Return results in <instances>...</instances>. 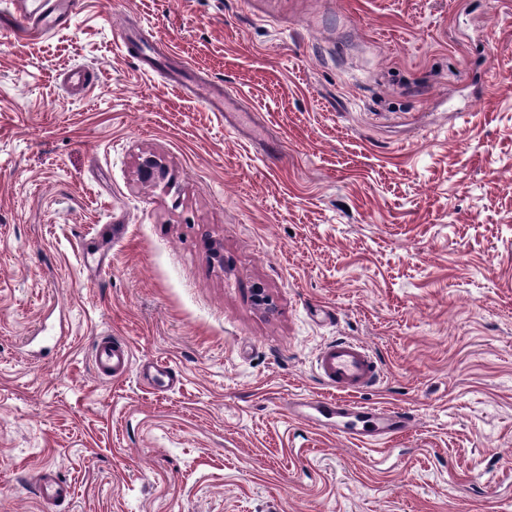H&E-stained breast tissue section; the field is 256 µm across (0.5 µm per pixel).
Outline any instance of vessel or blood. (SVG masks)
Returning a JSON list of instances; mask_svg holds the SVG:
<instances>
[{"label": "vessel or blood", "mask_w": 512, "mask_h": 512, "mask_svg": "<svg viewBox=\"0 0 512 512\" xmlns=\"http://www.w3.org/2000/svg\"><path fill=\"white\" fill-rule=\"evenodd\" d=\"M13 17L27 33L42 34L55 28L60 17L69 15L71 0H12ZM133 364L130 347L123 342L106 340L95 350L94 365L98 374L118 377ZM315 369L326 386L341 393L359 392L374 386L380 379L377 361L363 344L339 339L322 347L315 357ZM41 489L50 502L70 497L71 486L55 470L45 469L40 477Z\"/></svg>", "instance_id": "vessel-or-blood-1"}]
</instances>
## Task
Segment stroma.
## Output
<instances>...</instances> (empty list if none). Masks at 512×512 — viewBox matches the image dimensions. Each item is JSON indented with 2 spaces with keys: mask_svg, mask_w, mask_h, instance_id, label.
Returning a JSON list of instances; mask_svg holds the SVG:
<instances>
[{
  "mask_svg": "<svg viewBox=\"0 0 512 512\" xmlns=\"http://www.w3.org/2000/svg\"><path fill=\"white\" fill-rule=\"evenodd\" d=\"M46 467L53 512H512V0L0 2V512ZM11 3L13 18L31 35L53 30L57 20L69 15L73 8L69 0H13ZM315 369L326 386L336 392H360L380 379L377 361L363 344L338 339L322 347L315 357ZM132 364V351L126 343L101 341L95 350L94 365L98 374L106 377L122 376ZM41 489L51 504L64 500L72 494L71 486L53 469H45L41 473Z\"/></svg>",
  "mask_w": 512,
  "mask_h": 512,
  "instance_id": "obj_1",
  "label": "stroma"
}]
</instances>
